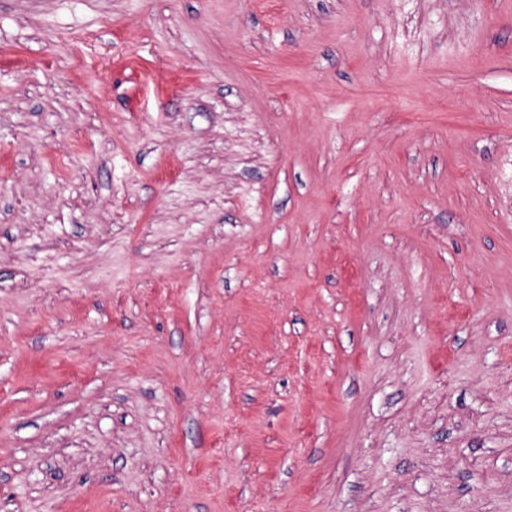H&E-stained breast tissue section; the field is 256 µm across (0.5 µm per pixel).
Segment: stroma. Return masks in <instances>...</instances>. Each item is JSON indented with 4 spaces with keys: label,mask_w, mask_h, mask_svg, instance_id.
Listing matches in <instances>:
<instances>
[{
    "label": "stroma",
    "mask_w": 512,
    "mask_h": 512,
    "mask_svg": "<svg viewBox=\"0 0 512 512\" xmlns=\"http://www.w3.org/2000/svg\"><path fill=\"white\" fill-rule=\"evenodd\" d=\"M512 0H0V512H512Z\"/></svg>",
    "instance_id": "1"
}]
</instances>
